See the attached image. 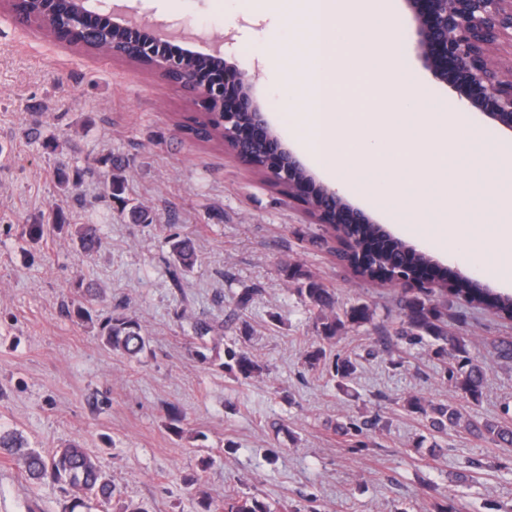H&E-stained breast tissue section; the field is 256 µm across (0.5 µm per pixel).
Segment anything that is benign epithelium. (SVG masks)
Here are the masks:
<instances>
[{"mask_svg":"<svg viewBox=\"0 0 512 512\" xmlns=\"http://www.w3.org/2000/svg\"><path fill=\"white\" fill-rule=\"evenodd\" d=\"M50 0H7L0 15L46 29L55 21L59 37L68 38L83 31L94 17L112 23V30L126 32L138 42L143 66L168 82L186 58L200 55L176 36L164 35L155 27L138 24L124 14L98 7L96 0H71L70 23H62L46 11ZM418 35V51L433 76L452 83L459 93L460 107L479 112L498 125L512 130V66L502 71L488 63L486 54L494 48L512 50V0H406ZM215 68L207 80L182 70L177 85L186 90L206 112L218 113L224 122V144L244 162H251L252 145L265 143L269 157L264 176L278 186L288 183V197L297 199L319 224H371L372 218L353 206L338 191L323 187L322 210L310 202L319 183L306 171L300 158L285 148L273 133L263 107L252 94L248 70L231 64L219 50L205 55Z\"/></svg>","mask_w":512,"mask_h":512,"instance_id":"7a95c632","label":"benign epithelium"}]
</instances>
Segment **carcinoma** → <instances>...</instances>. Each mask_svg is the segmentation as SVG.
Instances as JSON below:
<instances>
[{
  "instance_id": "cac0c4a2",
  "label": "carcinoma",
  "mask_w": 512,
  "mask_h": 512,
  "mask_svg": "<svg viewBox=\"0 0 512 512\" xmlns=\"http://www.w3.org/2000/svg\"><path fill=\"white\" fill-rule=\"evenodd\" d=\"M124 181L120 175L107 170V195L122 200ZM71 228L81 248L92 251L101 245L96 229L87 224H67V217L58 213L54 217L52 228L61 230ZM378 228L373 224H353L349 237L357 247L369 257L367 266L356 269L364 279L370 278L374 268L395 272L401 268L415 271L431 259L417 252L403 241L377 235ZM171 270L174 279L195 267L198 256L192 240L176 236L171 240ZM288 278L300 284L298 293L313 312L322 341L326 343L336 339L338 332L348 328L361 327L373 319V310L366 303H356L338 313L332 292L325 286L302 272L295 265L286 269ZM439 290L456 299L463 298L471 304L485 305L497 314L512 319V296L498 294L477 279L459 275L450 269H437ZM405 319L401 323L400 336L410 341L421 340L429 336L436 341H450L452 356L457 366L451 379L461 395L477 403L480 401L485 385L484 368L470 357L464 336L448 338V330L440 324L441 313L436 306L415 297L408 301ZM101 340L109 349L133 357L146 348V336L141 324L131 316H116L106 320L101 328ZM224 370L236 377L250 379L260 372V366L253 356L243 348H227L224 351ZM404 408L422 415L429 427L437 432L463 427L470 433L491 440L494 444L512 447V424L496 420H474L466 417L457 407L445 404H433L418 396H411L404 402ZM0 454L15 461L33 479L47 477L56 482L66 483L75 499L70 512L82 506L83 501L96 499L104 504L114 497L112 479L101 468L94 455L78 444H70L45 457L34 448H30L17 432H0ZM224 512H271L268 505L247 495L224 498Z\"/></svg>"
}]
</instances>
